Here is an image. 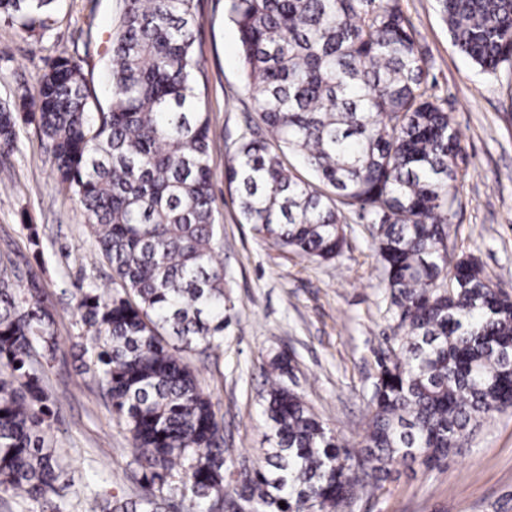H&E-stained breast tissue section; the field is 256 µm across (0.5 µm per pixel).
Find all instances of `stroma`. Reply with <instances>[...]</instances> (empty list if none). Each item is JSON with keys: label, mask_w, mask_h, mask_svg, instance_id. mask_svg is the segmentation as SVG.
Segmentation results:
<instances>
[{"label": "stroma", "mask_w": 512, "mask_h": 512, "mask_svg": "<svg viewBox=\"0 0 512 512\" xmlns=\"http://www.w3.org/2000/svg\"><path fill=\"white\" fill-rule=\"evenodd\" d=\"M427 58L426 81L461 133L467 165L448 236L454 253L478 257L492 282L512 283V70L489 79L453 52L437 0H402ZM123 0H62L46 28L25 31L0 17V103L34 90L67 48L84 72L99 73L110 53L111 26ZM196 51L206 76L212 191L222 226L224 348L186 361L224 418V446L252 463L269 447L263 415L268 362L291 359L288 385L339 440L357 445L377 357L394 343L395 322L372 227L347 210L346 242L329 262L282 250L242 223L225 162L242 134L265 133L245 88L237 31L225 0H198ZM0 268L36 273L55 315L58 348L38 371L56 402L47 439L69 465L71 485L48 494L40 512H92L95 481L126 498L141 492L133 441L97 378L86 372L85 328L75 314V284L113 290L104 260L89 264L95 241L79 206L57 182L35 125H18L17 144L0 150ZM353 512H512V413L473 427L467 443L438 468L395 465L380 486L360 495Z\"/></svg>", "instance_id": "obj_1"}]
</instances>
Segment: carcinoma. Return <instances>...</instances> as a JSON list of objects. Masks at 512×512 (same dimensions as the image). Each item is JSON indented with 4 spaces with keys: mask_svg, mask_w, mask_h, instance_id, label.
I'll return each mask as SVG.
<instances>
[{
    "mask_svg": "<svg viewBox=\"0 0 512 512\" xmlns=\"http://www.w3.org/2000/svg\"><path fill=\"white\" fill-rule=\"evenodd\" d=\"M59 0H0V16L46 28ZM453 49L498 77L512 66V0H439ZM246 87L268 138L242 139L225 177L242 222L296 254L330 260L347 217L373 224L387 271L395 346L377 357L357 448L265 371L272 447L237 469L223 423L183 354L224 346V262L211 184L210 124L195 51L198 0H124L102 74L110 102L62 51L34 91L0 105V148L18 113L37 125L60 185L79 204L122 291L75 285L90 366L131 434L143 493L95 492L99 512H158L177 496L212 512L228 495L250 512H339L400 461L433 467L471 426L512 409V285L448 252L460 131L425 81L402 0H226ZM317 184L296 177L284 151ZM35 276L0 272V491L39 501L65 470L45 437L50 398L34 364L55 320ZM285 502L282 508L279 502Z\"/></svg>",
    "mask_w": 512,
    "mask_h": 512,
    "instance_id": "cac0c4a2",
    "label": "carcinoma"
}]
</instances>
